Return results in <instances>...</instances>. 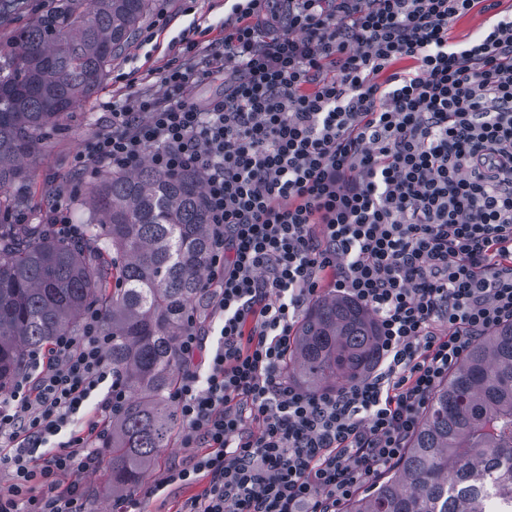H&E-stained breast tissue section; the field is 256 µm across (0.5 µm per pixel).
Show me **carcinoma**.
Returning <instances> with one entry per match:
<instances>
[{
	"label": "carcinoma",
	"instance_id": "carcinoma-1",
	"mask_svg": "<svg viewBox=\"0 0 512 512\" xmlns=\"http://www.w3.org/2000/svg\"><path fill=\"white\" fill-rule=\"evenodd\" d=\"M152 0H66L0 49V393L26 356L79 332L90 306L112 336V373L125 393L112 413V489L138 486L167 446L183 367L181 341L203 293L212 250L199 175L146 164L103 169L85 236L15 224L28 205L32 157L81 98L99 87L135 37ZM378 359L370 312L350 299L311 304L288 369L307 390L343 388ZM512 502V322L474 344L430 399L408 450L345 512H495Z\"/></svg>",
	"mask_w": 512,
	"mask_h": 512
}]
</instances>
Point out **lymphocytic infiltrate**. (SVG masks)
<instances>
[{
	"mask_svg": "<svg viewBox=\"0 0 512 512\" xmlns=\"http://www.w3.org/2000/svg\"><path fill=\"white\" fill-rule=\"evenodd\" d=\"M501 0H246L210 60L168 66L161 96L113 103L99 165L203 178L213 227L208 332L189 325L176 392L193 484L175 512H341L396 465L435 389L512 322V13ZM487 14L465 46L448 37ZM224 63V93L192 96ZM366 307L379 360L309 392L287 356L323 284ZM217 339L196 361L204 335ZM111 337L32 354L0 413V512H85L112 415Z\"/></svg>",
	"mask_w": 512,
	"mask_h": 512,
	"instance_id": "1",
	"label": "lymphocytic infiltrate"
}]
</instances>
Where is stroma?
I'll use <instances>...</instances> for the list:
<instances>
[{
    "label": "stroma",
    "mask_w": 512,
    "mask_h": 512,
    "mask_svg": "<svg viewBox=\"0 0 512 512\" xmlns=\"http://www.w3.org/2000/svg\"><path fill=\"white\" fill-rule=\"evenodd\" d=\"M58 0H0V43L9 44L15 32L32 23L57 5ZM229 0H153L152 8L140 24L135 39L113 60L112 69L90 97L73 107L64 126L47 139L28 164L31 173V200L26 221L41 224L53 202L56 189L65 194L87 195L98 180L99 166L85 160L76 166L75 158L86 152L103 127L107 102L128 93L159 95L160 77L169 62L181 60L178 44L193 24L207 27L198 45L200 57H208L209 45L224 35V19L230 12ZM194 451L182 447L179 434H172L154 467L140 486L131 490L130 512H175L181 501L199 494L204 481L188 486L173 485L165 496L151 495V488L171 466L192 464Z\"/></svg>",
    "instance_id": "35a3bbf8"
}]
</instances>
